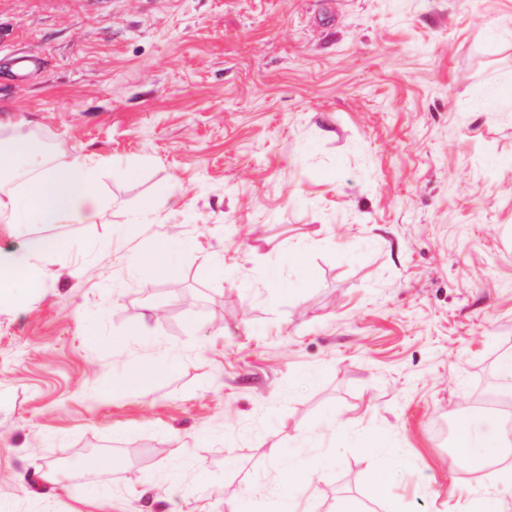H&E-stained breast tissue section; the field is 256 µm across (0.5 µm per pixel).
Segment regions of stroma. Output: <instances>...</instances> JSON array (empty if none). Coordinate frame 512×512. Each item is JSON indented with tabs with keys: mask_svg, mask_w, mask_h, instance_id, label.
<instances>
[{
	"mask_svg": "<svg viewBox=\"0 0 512 512\" xmlns=\"http://www.w3.org/2000/svg\"><path fill=\"white\" fill-rule=\"evenodd\" d=\"M20 49L0 137L103 173L0 223L57 243L0 302V512H512L454 454L512 408V0H0ZM48 61L41 55L16 53L0 64V89L29 84L46 73Z\"/></svg>",
	"mask_w": 512,
	"mask_h": 512,
	"instance_id": "stroma-1",
	"label": "stroma"
}]
</instances>
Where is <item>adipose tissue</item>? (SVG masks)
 <instances>
[{"label":"adipose tissue","mask_w":512,"mask_h":512,"mask_svg":"<svg viewBox=\"0 0 512 512\" xmlns=\"http://www.w3.org/2000/svg\"><path fill=\"white\" fill-rule=\"evenodd\" d=\"M101 171V162L62 157L53 168H40L15 181H1L0 222L20 226L34 221L68 224L77 219L92 220L100 206L96 186ZM50 247V241L37 239L19 250H0V300L19 299L41 288L35 262ZM510 449V427H503L497 437L488 440L479 439L467 427L458 430L456 456L475 466L501 461Z\"/></svg>","instance_id":"ef3b65f1"}]
</instances>
